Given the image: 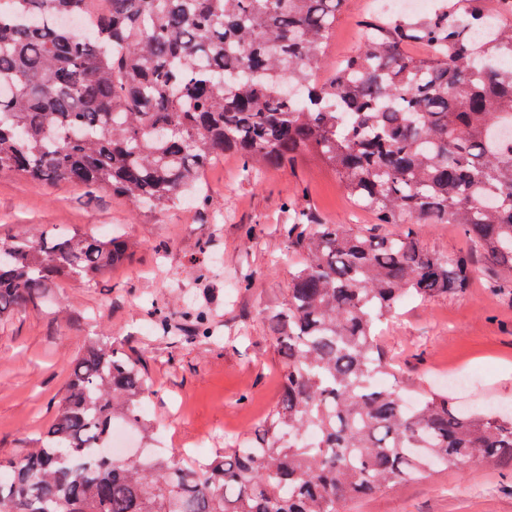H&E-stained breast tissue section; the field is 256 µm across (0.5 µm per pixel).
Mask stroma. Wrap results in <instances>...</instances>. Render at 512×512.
<instances>
[{
	"mask_svg": "<svg viewBox=\"0 0 512 512\" xmlns=\"http://www.w3.org/2000/svg\"><path fill=\"white\" fill-rule=\"evenodd\" d=\"M384 0H342L319 65L327 76L364 43V25L384 10ZM240 162L224 155L205 175L211 208L201 215L180 206L163 213L136 211L99 193L87 200L67 184L48 186L17 174H0V243L36 238L46 230L80 228L135 242L130 259L111 280L86 288L76 281L52 286L38 309L0 323V458L23 455L29 440L53 419L70 364L86 336L104 332L142 359L148 387L145 411L155 427L150 449L182 448L191 459L256 437L278 402L285 363L272 316L288 297V284L302 256L288 244L280 204L293 195L328 223L397 234L398 224H375L354 206L335 176L307 157L262 171L251 183ZM252 227L244 237L240 226ZM214 234L212 247L200 246ZM421 247L464 253L467 240L452 224H421ZM212 268L194 280L196 267ZM250 274L252 286L235 285ZM492 265L479 257L468 288L414 300L380 327V345L404 395L447 389L448 376L467 382L454 397L463 407L486 402L512 406V288L491 289ZM206 303L220 336L217 344H185L167 355L145 332V303L169 301L173 293ZM512 467L492 462L439 471L364 499H346L339 512H512V496L500 485Z\"/></svg>",
	"mask_w": 512,
	"mask_h": 512,
	"instance_id": "35a3bbf8",
	"label": "stroma"
}]
</instances>
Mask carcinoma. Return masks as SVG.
Listing matches in <instances>:
<instances>
[{
    "label": "carcinoma",
    "instance_id": "cac0c4a2",
    "mask_svg": "<svg viewBox=\"0 0 512 512\" xmlns=\"http://www.w3.org/2000/svg\"><path fill=\"white\" fill-rule=\"evenodd\" d=\"M342 0H0V173L107 190L151 212L205 211L200 177L232 153L244 177L307 152L378 224H327L288 198V237L306 258L276 314L286 359L279 406L256 443L202 462L177 451L104 467L111 425L143 441L141 361L86 337L57 411L22 457L0 460V512H336L432 469L512 462V417L433 393L409 410L375 323L406 301L468 287L472 260L423 249L413 226L456 224L512 285V0L367 24L363 46L313 77ZM50 15L83 17L77 35ZM422 43L424 57L403 47ZM120 235L47 231L0 244V321L49 287L108 279L132 252ZM151 341L203 346V309L150 300ZM320 433L308 445L302 431Z\"/></svg>",
    "mask_w": 512,
    "mask_h": 512
}]
</instances>
